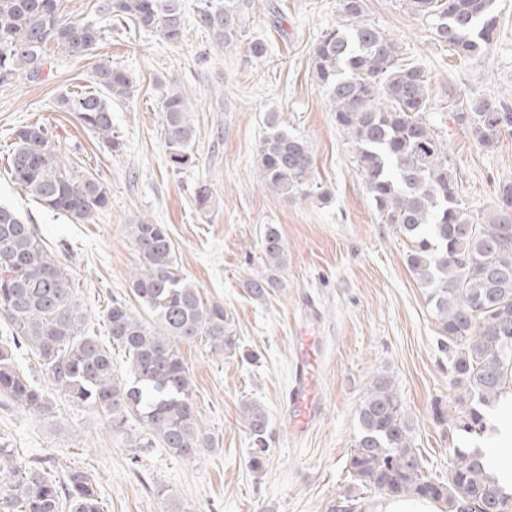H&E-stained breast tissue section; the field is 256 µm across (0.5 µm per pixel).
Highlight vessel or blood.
Returning <instances> with one entry per match:
<instances>
[{
  "instance_id": "obj_1",
  "label": "vessel or blood",
  "mask_w": 512,
  "mask_h": 512,
  "mask_svg": "<svg viewBox=\"0 0 512 512\" xmlns=\"http://www.w3.org/2000/svg\"><path fill=\"white\" fill-rule=\"evenodd\" d=\"M303 348L297 358L293 386L289 392L285 415L288 429L295 434L307 429L321 406L317 393V378L313 360L316 343L314 337H302Z\"/></svg>"
}]
</instances>
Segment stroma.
<instances>
[{"label":"stroma","mask_w":512,"mask_h":512,"mask_svg":"<svg viewBox=\"0 0 512 512\" xmlns=\"http://www.w3.org/2000/svg\"><path fill=\"white\" fill-rule=\"evenodd\" d=\"M202 3L183 0L180 44L115 17L92 55L68 56L50 42L49 65L36 81L0 85V203L63 246L86 326L102 338L106 306L115 297L130 299L129 279L139 265L127 225L167 226L181 273L203 298L223 303L239 347L230 357L202 340L180 347L198 427L214 446L191 460L161 447L136 452L102 413L53 390L50 412L0 409V450L52 460L59 476L87 471L103 512H368L380 496L351 481L349 462L356 410L374 372L393 377L428 475L447 479L457 439L433 420L435 405L449 406L451 392L426 290L406 262L408 242L380 221L353 147L312 75V48L339 24L340 0H249L243 36L231 52L213 47L198 21ZM366 4L367 20L426 70L428 118L448 141L459 195L474 215L491 217L497 185L512 182V134L486 149L453 115L475 98L512 106V0H496V42L465 59L435 40L409 0ZM257 40L266 45L259 58L249 51ZM100 62L133 82L131 98L112 103L114 148L59 105L63 96L95 90ZM173 83L190 93L196 130L193 161L182 168L171 166L161 131V97ZM272 112L309 141L313 179L328 201L267 189L256 154ZM36 122L63 157L106 187L109 205L90 223H72L15 183L14 133ZM201 183L210 189L203 207L194 197ZM268 224L281 232L286 262L277 272L279 288L257 300L243 283L266 271L261 240ZM305 330L322 343V411L296 439L283 414ZM251 402L269 418L268 462L259 471L247 466L252 438L242 408Z\"/></svg>","instance_id":"35a3bbf8"}]
</instances>
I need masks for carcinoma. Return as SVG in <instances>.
<instances>
[{
    "label": "carcinoma",
    "instance_id": "obj_1",
    "mask_svg": "<svg viewBox=\"0 0 512 512\" xmlns=\"http://www.w3.org/2000/svg\"><path fill=\"white\" fill-rule=\"evenodd\" d=\"M409 5L430 22L434 38L459 56L481 53L496 37L495 0H409ZM247 6V0H205L198 18L217 49L239 45ZM365 7V0H341L342 23L312 49L313 77L330 101L337 128L354 146L374 209L408 241L407 265L428 290L453 394L452 405H435L433 417L464 446L452 448L448 479L426 475L400 396L381 370L368 379L357 408L352 479L387 497L441 502L447 512H512V496L489 481L479 450L465 447L486 432L484 408L499 399L512 375V183L498 186V214L474 221L448 165V142L424 120L425 70L400 63V43L365 19ZM96 13L95 21H70L61 14L60 0H0V85L38 78L49 41L69 56L89 54L101 39V23L114 16L155 30L171 44L184 36L182 0H99ZM93 78L100 92L65 97L60 104L113 148L112 101L130 98L132 82L107 63L95 66ZM161 111L169 160L184 166L191 161L195 135L189 92L171 86ZM454 120L486 148L512 133V109L493 99L470 101ZM266 126L257 154L266 186L283 197L308 195L311 145L283 129L274 113ZM15 136L11 174L43 207L77 224L108 207L104 185L64 162L44 125H25ZM126 228L142 260L130 291L144 312L116 297L106 310L112 345L126 357V374L120 376L111 350L85 331L72 278L56 249L16 210L0 205V322L8 329L0 342V405L51 410L45 389L18 363L19 352L28 350L56 391L78 407L105 414L113 432L125 434L129 422L137 421L144 435H132L131 447L159 444L193 459L214 441L198 428L178 343L200 338L218 354L234 350L227 314L179 271L166 225L142 220ZM261 248L267 268L283 267L285 247L276 225H266ZM279 286L274 274L246 282L257 299ZM243 418L254 444L247 466L258 471L269 451L267 414L248 404ZM3 481L9 494L0 495V512H103L93 477L79 468L66 470L60 481L42 465L0 452Z\"/></svg>",
    "mask_w": 512,
    "mask_h": 512
}]
</instances>
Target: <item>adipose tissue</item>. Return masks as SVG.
Segmentation results:
<instances>
[{"mask_svg": "<svg viewBox=\"0 0 512 512\" xmlns=\"http://www.w3.org/2000/svg\"><path fill=\"white\" fill-rule=\"evenodd\" d=\"M480 450L489 477L504 493H512V384L508 385L488 422Z\"/></svg>", "mask_w": 512, "mask_h": 512, "instance_id": "obj_1", "label": "adipose tissue"}]
</instances>
